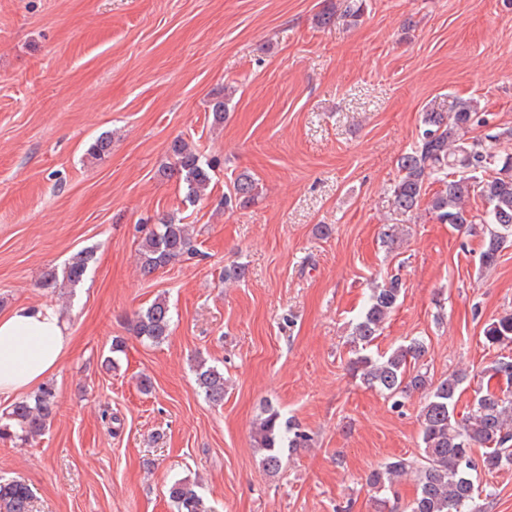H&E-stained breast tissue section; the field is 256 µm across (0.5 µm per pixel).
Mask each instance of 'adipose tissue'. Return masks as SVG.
I'll return each mask as SVG.
<instances>
[{"label": "adipose tissue", "mask_w": 512, "mask_h": 512, "mask_svg": "<svg viewBox=\"0 0 512 512\" xmlns=\"http://www.w3.org/2000/svg\"><path fill=\"white\" fill-rule=\"evenodd\" d=\"M71 342L54 307L20 306L0 316V396L31 392L56 373Z\"/></svg>", "instance_id": "obj_1"}]
</instances>
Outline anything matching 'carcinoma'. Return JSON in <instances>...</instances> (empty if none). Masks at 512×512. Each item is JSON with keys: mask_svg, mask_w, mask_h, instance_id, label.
<instances>
[{"mask_svg": "<svg viewBox=\"0 0 512 512\" xmlns=\"http://www.w3.org/2000/svg\"><path fill=\"white\" fill-rule=\"evenodd\" d=\"M478 102L456 99L448 111L428 108L422 113V132L418 141L398 160L399 175L391 186L393 210L413 216L422 203L443 224L471 233L482 225L479 262L488 268L497 263L504 246L512 241V156L496 151L503 136L512 138V128H501L485 135V143L469 141L468 133L480 124ZM173 169L180 176L192 201L209 195L212 173L219 161L201 155L183 139L170 145ZM439 189L427 196L430 185ZM254 178L242 172L234 182V192L224 196L227 210L245 207L254 201ZM480 200L482 211L472 214L470 204ZM141 272L148 276L194 253L189 225L168 216L157 218L152 228H139ZM94 252L74 255L62 274L44 273L42 286L81 282ZM403 293L400 277L392 275L370 289L366 305L353 327L352 343L356 358L350 370L362 384L375 388L399 408L415 392L425 394L419 415L422 465L397 458L373 468L367 486L383 497L377 499L379 512H480L476 498L482 493L478 472H497L512 465V359L499 358L481 371L474 390L472 408L462 419L456 417L461 386L467 374L457 372L433 382L428 372L411 369L427 353L423 340L412 338L391 349L373 355L369 345L380 334ZM128 331L153 344H162L171 335L170 309L158 298L127 322ZM486 344L512 345V313L488 323L483 330ZM196 383L212 404L224 402V373L201 362ZM55 414V391L42 387L30 398L14 402L0 413V438L26 443L45 431ZM254 447L263 452L262 466L278 472L283 465V450L295 453L311 447L312 437L294 419H286L268 406L253 430ZM415 470L417 490L404 510L388 507L385 494L394 490L399 477ZM176 512H206L196 484L176 480L167 488ZM32 493L19 481L0 480V512H32Z\"/></svg>", "mask_w": 512, "mask_h": 512, "instance_id": "1", "label": "carcinoma"}]
</instances>
